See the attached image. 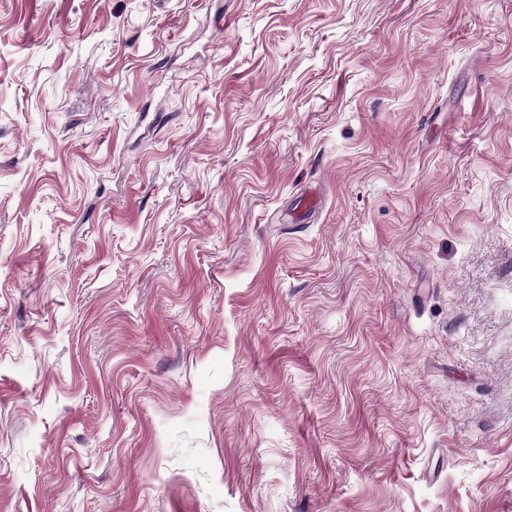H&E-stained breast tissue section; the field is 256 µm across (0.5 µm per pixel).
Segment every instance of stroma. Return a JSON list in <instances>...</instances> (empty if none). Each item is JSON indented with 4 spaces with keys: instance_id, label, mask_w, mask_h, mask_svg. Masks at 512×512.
I'll use <instances>...</instances> for the list:
<instances>
[{
    "instance_id": "obj_1",
    "label": "stroma",
    "mask_w": 512,
    "mask_h": 512,
    "mask_svg": "<svg viewBox=\"0 0 512 512\" xmlns=\"http://www.w3.org/2000/svg\"><path fill=\"white\" fill-rule=\"evenodd\" d=\"M0 512H512V0H0Z\"/></svg>"
}]
</instances>
